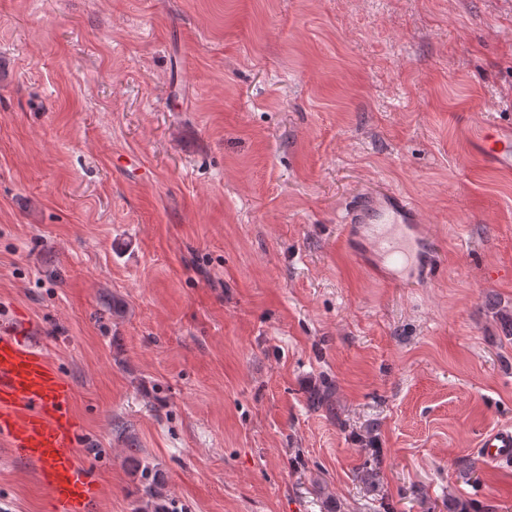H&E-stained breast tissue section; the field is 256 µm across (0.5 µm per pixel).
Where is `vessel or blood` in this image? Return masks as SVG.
Wrapping results in <instances>:
<instances>
[{
    "mask_svg": "<svg viewBox=\"0 0 512 512\" xmlns=\"http://www.w3.org/2000/svg\"><path fill=\"white\" fill-rule=\"evenodd\" d=\"M477 154L498 172L512 175V130L481 129ZM343 241L383 279L396 277L391 257L431 274L434 264L417 209L400 193L386 191L356 200L344 217ZM73 388L44 350L11 328L0 330V437L10 452L36 464L47 512H92L102 493L97 474L79 462L83 423L72 407ZM493 464L512 462V426H500L478 441Z\"/></svg>",
    "mask_w": 512,
    "mask_h": 512,
    "instance_id": "1",
    "label": "vessel or blood"
}]
</instances>
